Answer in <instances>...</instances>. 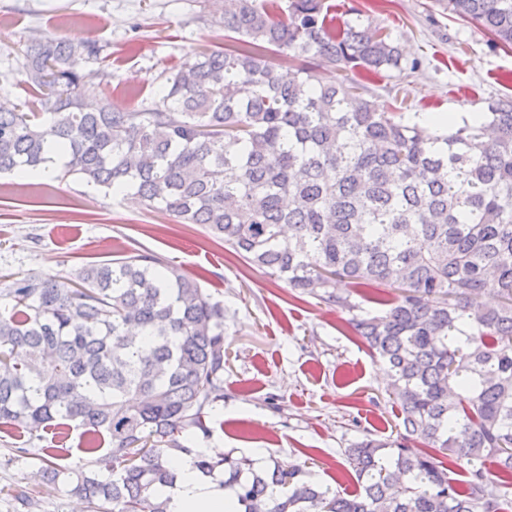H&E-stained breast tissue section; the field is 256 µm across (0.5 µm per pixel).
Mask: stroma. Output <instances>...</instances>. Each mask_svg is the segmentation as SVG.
<instances>
[{
    "label": "stroma",
    "mask_w": 512,
    "mask_h": 512,
    "mask_svg": "<svg viewBox=\"0 0 512 512\" xmlns=\"http://www.w3.org/2000/svg\"><path fill=\"white\" fill-rule=\"evenodd\" d=\"M362 10L400 41L417 71L385 75L321 69L355 82L380 110L407 89L406 121L430 112H483L512 95V49L444 14L433 0H335ZM95 42L98 63L82 71L80 95L94 105L150 109L159 85L195 52L227 44L218 0H0V95L22 96L20 51L34 38ZM139 249L161 256L224 306V400L209 435L189 448H219L255 465H303L307 480L344 494L356 477L343 449L403 434L387 391L385 363L348 326L347 311L301 294L196 224L138 208L70 176H0V272L71 278L82 263ZM37 464L10 460L0 440V512H16L14 484L38 492L36 512H74L81 500L42 485Z\"/></svg>",
    "instance_id": "1"
}]
</instances>
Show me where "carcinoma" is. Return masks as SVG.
<instances>
[{"instance_id": "1", "label": "carcinoma", "mask_w": 512, "mask_h": 512, "mask_svg": "<svg viewBox=\"0 0 512 512\" xmlns=\"http://www.w3.org/2000/svg\"><path fill=\"white\" fill-rule=\"evenodd\" d=\"M512 48V0H440ZM327 0H224L236 45L193 54L149 110L79 100L94 42L33 41L25 98L0 97V174L66 156L65 174L180 224H199L288 287L340 307L390 371L405 434L344 449L347 497L300 464L198 454L224 471L232 512H508L486 462L512 476V97L448 134L380 112L324 65L381 74L407 61L369 20ZM288 61V73L266 58ZM377 283L374 312L336 292ZM224 401V307L151 252L82 264L71 279L0 275V434L50 457L86 512H167L168 451L210 433ZM83 466L60 464L73 429ZM467 462L466 480L416 447ZM15 502L38 506L16 486Z\"/></svg>"}]
</instances>
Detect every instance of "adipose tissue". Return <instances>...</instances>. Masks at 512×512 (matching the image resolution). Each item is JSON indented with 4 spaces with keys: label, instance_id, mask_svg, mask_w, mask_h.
I'll use <instances>...</instances> for the list:
<instances>
[{
    "label": "adipose tissue",
    "instance_id": "adipose-tissue-1",
    "mask_svg": "<svg viewBox=\"0 0 512 512\" xmlns=\"http://www.w3.org/2000/svg\"><path fill=\"white\" fill-rule=\"evenodd\" d=\"M171 467L176 475L166 492L167 512H225L233 501V493L220 488L218 476L201 474L189 456L175 455Z\"/></svg>",
    "mask_w": 512,
    "mask_h": 512
}]
</instances>
